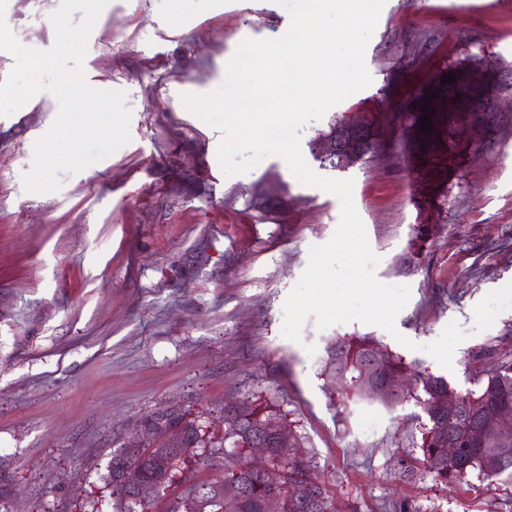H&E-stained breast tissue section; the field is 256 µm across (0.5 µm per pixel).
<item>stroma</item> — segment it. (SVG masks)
Segmentation results:
<instances>
[{"instance_id":"1","label":"stroma","mask_w":512,"mask_h":512,"mask_svg":"<svg viewBox=\"0 0 512 512\" xmlns=\"http://www.w3.org/2000/svg\"><path fill=\"white\" fill-rule=\"evenodd\" d=\"M60 4L8 0L6 21L46 51ZM102 14L83 68L92 87L125 91L130 142L34 194L22 176L58 103L42 92L0 116V462L13 486L0 512H115L108 465L138 419L176 404L217 441L225 401L240 399L279 406L342 512H512L511 483L433 479L414 402L354 399L322 373L336 336H373L460 390L483 367L478 351L512 353V112L424 215L396 118L445 63L512 61V0H386L365 51L371 84L330 110L373 113L378 154L339 170L313 150L327 119L300 129L315 173L353 180L377 279L411 296L396 333L310 319L297 342L282 334L283 305L340 203L278 156L225 175L223 131L181 101L215 90L242 40L284 36L288 12L276 0H109ZM425 221L436 231L415 256L409 227ZM451 322L466 338L446 372L423 347Z\"/></svg>"}]
</instances>
